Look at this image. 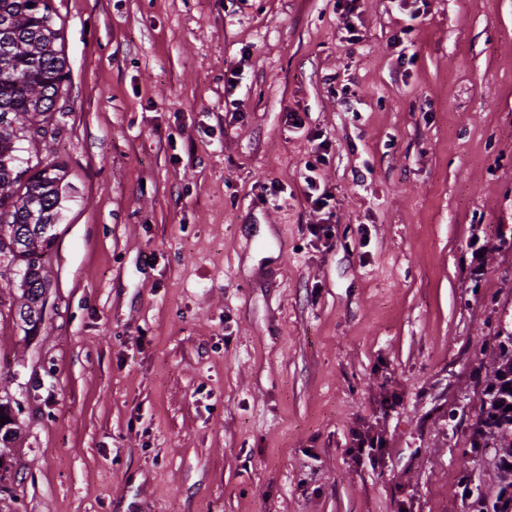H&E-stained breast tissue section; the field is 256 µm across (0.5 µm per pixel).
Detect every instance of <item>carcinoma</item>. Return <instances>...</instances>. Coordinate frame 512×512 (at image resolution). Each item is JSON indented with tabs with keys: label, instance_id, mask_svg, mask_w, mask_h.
Wrapping results in <instances>:
<instances>
[{
	"label": "carcinoma",
	"instance_id": "1",
	"mask_svg": "<svg viewBox=\"0 0 512 512\" xmlns=\"http://www.w3.org/2000/svg\"><path fill=\"white\" fill-rule=\"evenodd\" d=\"M0 0V280L5 272L24 267L17 293L8 311L24 331L43 321L46 277L54 235L69 183L65 168L41 157L40 147L57 136L53 114L65 111L70 68L65 55L64 21L52 0ZM35 164L19 168V153ZM499 360L484 394L480 425L472 449L491 434L496 447L512 449V332L495 336ZM0 443L14 434L15 419L9 404L0 402Z\"/></svg>",
	"mask_w": 512,
	"mask_h": 512
}]
</instances>
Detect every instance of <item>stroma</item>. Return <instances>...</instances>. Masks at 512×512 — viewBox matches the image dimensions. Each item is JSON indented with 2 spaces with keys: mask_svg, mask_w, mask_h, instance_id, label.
<instances>
[{
  "mask_svg": "<svg viewBox=\"0 0 512 512\" xmlns=\"http://www.w3.org/2000/svg\"><path fill=\"white\" fill-rule=\"evenodd\" d=\"M52 2L41 154L70 188L40 330L0 317V512H464L466 472L494 496L469 440L512 324V0H360L354 42L336 0Z\"/></svg>",
  "mask_w": 512,
  "mask_h": 512,
  "instance_id": "1",
  "label": "stroma"
}]
</instances>
